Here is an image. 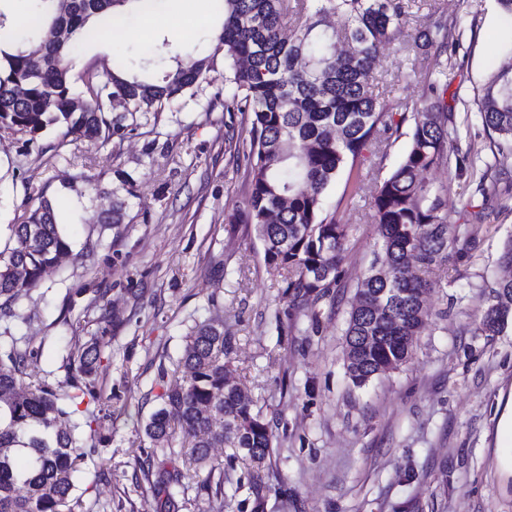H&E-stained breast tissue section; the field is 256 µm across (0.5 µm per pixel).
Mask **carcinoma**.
Instances as JSON below:
<instances>
[{
  "label": "carcinoma",
  "mask_w": 512,
  "mask_h": 512,
  "mask_svg": "<svg viewBox=\"0 0 512 512\" xmlns=\"http://www.w3.org/2000/svg\"><path fill=\"white\" fill-rule=\"evenodd\" d=\"M131 0H69L62 11L56 0H42L30 14L13 20L0 9V129L32 143L50 126L66 128L90 142L122 139L158 120L181 100L196 99L200 83L224 70V110L251 114L246 159L252 171L244 208L231 222L252 226L263 246L267 270L281 277L283 294L294 306L336 287L350 225L341 224L325 206L338 175L349 169L350 196L363 182L357 163L371 146H389L407 138L393 170L377 180L370 202L379 251L358 281L345 336V364L357 388L385 376L412 356L416 337L431 317L424 298L430 283L408 275L409 258L421 267L445 265L469 246L468 226L490 218L493 202L512 198V180H502L487 162L479 177L481 200L465 196L450 210L441 190L426 174L448 168V188L466 157L454 146L453 113L448 91V54L456 52L461 20L437 9L423 20L419 38L433 50L434 69L423 75L415 66L400 72L399 82H420L423 95L399 120L374 92L373 65L381 49L393 43L408 23L409 0H218L224 15L212 52L203 58L176 60L161 75L134 69L123 54L113 57L102 77L89 70L73 76V62L99 29L92 17L112 27L109 10ZM330 15L346 17L344 28L326 24ZM40 67L33 68L34 61ZM82 82V90L76 83ZM80 97L82 110L73 107ZM477 115L491 137L492 155L512 152V52L476 88ZM107 224H121L127 203L112 192ZM13 246L0 252V315H7L25 290L38 286L44 271L71 252L55 207L43 195L23 222L11 225ZM496 295L480 319V330L493 336L512 313V276L495 282ZM231 345L224 328L195 323L178 358L181 380L161 395L144 433L153 454H175V434L190 438L194 473H168L181 483L206 467L200 487L221 495L223 476H214L211 448L229 444L254 462L273 448L270 422L253 401L227 384ZM31 353L12 348L0 359V512H74L71 501L84 436L62 397L44 383L23 380ZM70 368L88 375L87 351L68 356Z\"/></svg>",
  "instance_id": "1"
}]
</instances>
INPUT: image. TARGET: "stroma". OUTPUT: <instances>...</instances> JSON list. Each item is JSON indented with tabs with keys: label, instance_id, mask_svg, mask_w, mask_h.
Returning <instances> with one entry per match:
<instances>
[{
	"label": "stroma",
	"instance_id": "1",
	"mask_svg": "<svg viewBox=\"0 0 512 512\" xmlns=\"http://www.w3.org/2000/svg\"><path fill=\"white\" fill-rule=\"evenodd\" d=\"M412 18L380 56L376 74L391 80L410 64L429 70L416 40L421 14L440 7L464 16L458 52L448 60L449 94L460 152L489 157L474 110V90L512 42V20L495 0H416ZM208 24L151 22L149 36L98 33L76 73L106 74L116 52L151 71L170 69L171 53L207 54L222 14ZM171 35L173 46L160 43ZM224 81L214 76L200 105L162 113L124 139L88 142L49 129L28 143L0 129V250L11 225L60 192L58 221L72 253L0 316V358L12 345L29 350L31 381L67 389L70 349L99 343L93 379L95 435L74 477L78 512H512V490L491 472L496 400L512 387V323L493 336L478 329L495 294L512 204L474 225L466 255L430 270L432 316L412 357L390 375L354 387L346 373L344 330L359 278L378 250L369 176L355 199L339 175L326 205L351 225L329 296L291 306L265 266L261 242L226 217L251 188L244 157L250 116L224 109ZM99 189L126 186L123 223L101 218L110 197L64 191L74 177ZM223 321L233 346L235 381L270 422V459L255 463L234 448L212 450L224 471V495L178 484L136 481L152 447L144 425L158 396L178 377L176 361L193 321Z\"/></svg>",
	"mask_w": 512,
	"mask_h": 512
}]
</instances>
